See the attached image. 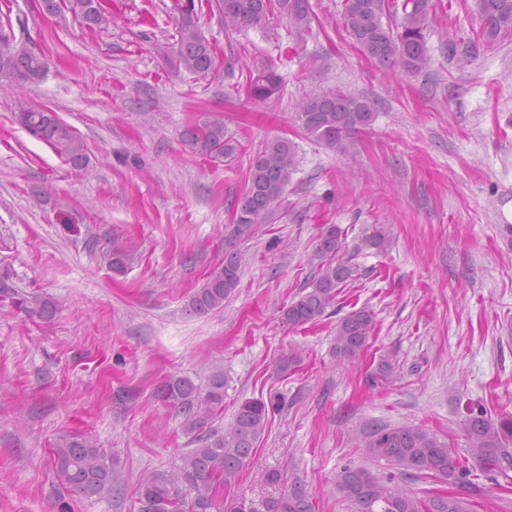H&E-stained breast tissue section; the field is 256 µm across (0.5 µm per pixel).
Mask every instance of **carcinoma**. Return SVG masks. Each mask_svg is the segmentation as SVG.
<instances>
[{
    "mask_svg": "<svg viewBox=\"0 0 512 512\" xmlns=\"http://www.w3.org/2000/svg\"><path fill=\"white\" fill-rule=\"evenodd\" d=\"M66 3L91 29L111 23L110 14L98 0H41L40 6L42 11L55 14ZM386 5L388 0H342L343 28L359 51L379 65L408 73L423 71L429 64L426 31L434 12L433 0H402L401 11H393L385 22ZM210 8L218 12L226 30L261 27L269 15L277 13L302 34L309 31L313 20L310 0H210ZM479 8L485 43L490 45L512 32V0H479ZM176 10L177 38L166 58L194 79L206 80L216 72L217 61L213 46L199 25L195 0H177ZM45 72L46 63L40 56L17 46L11 22L0 21V81L23 89L42 79ZM280 86V75L266 68L250 79L248 90L255 100L266 101L278 93ZM16 119L28 134L49 145L73 166L88 164L80 137L56 113L22 110ZM297 119L308 137L345 151L359 132L372 125L375 111L370 101L336 91L308 95L299 106ZM182 138L200 155L228 156L235 150L220 118L185 129ZM296 168L293 142L276 138L267 143L253 158L248 187L234 205L230 237L244 238L257 225L267 222ZM387 242L388 231L381 225L362 237L355 250L382 251ZM344 249L342 229L336 224L324 226L316 245L320 263L312 288L288 305L283 313L285 323L298 326L318 321L336 301L340 288L355 279L356 266L340 258ZM103 262L110 270L122 273L129 256L110 249L103 252ZM240 266L237 252H224V264L215 268L190 297V311L208 314L223 308L224 300L240 283ZM0 300H8L41 319H50L56 312L53 299L24 294L15 288L6 269H0ZM374 328L375 315L370 308L351 311L336 324V354L347 360L359 357L367 349ZM158 395L182 414L184 431L193 435L198 446L181 456L175 470H155L143 478L138 489L139 512H315L312 497L299 481L258 503L223 497L224 486L251 459L254 443L266 428L269 410H277L280 404L248 399L239 405L233 421L220 433L207 425L224 411L221 368L211 371L204 386L188 376L171 375L160 385ZM463 429L469 453L486 465L512 461L504 448V442L512 441V418L494 423L484 408L470 407ZM364 448L371 458L386 461L409 480L435 478L457 483L466 476L457 450L420 426L373 424L366 433ZM53 464L61 483L79 496H108L117 482V460L88 437L61 438L53 449ZM337 487L354 512H472L470 501L462 496L440 494L421 499L393 484V478L385 481L364 466L345 467Z\"/></svg>",
    "mask_w": 512,
    "mask_h": 512,
    "instance_id": "1",
    "label": "carcinoma"
}]
</instances>
